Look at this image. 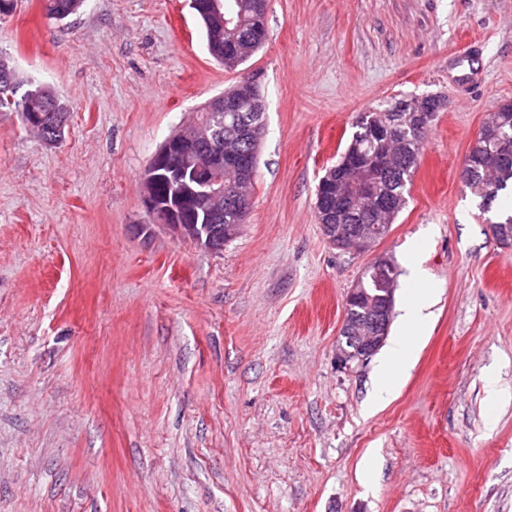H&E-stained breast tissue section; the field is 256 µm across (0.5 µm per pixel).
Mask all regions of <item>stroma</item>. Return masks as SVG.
Instances as JSON below:
<instances>
[{
	"label": "stroma",
	"instance_id": "obj_1",
	"mask_svg": "<svg viewBox=\"0 0 512 512\" xmlns=\"http://www.w3.org/2000/svg\"><path fill=\"white\" fill-rule=\"evenodd\" d=\"M237 69L191 0H44L0 15V55L70 112L44 143L0 112V512H512V246L461 170L512 101V0H267ZM265 131L223 251L147 211L143 173L241 78ZM437 94L406 207L374 253L323 235L315 193L359 113ZM439 294L396 397L340 368L348 290L373 254Z\"/></svg>",
	"mask_w": 512,
	"mask_h": 512
}]
</instances>
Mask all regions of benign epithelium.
I'll list each match as a JSON object with an SVG mask.
<instances>
[{"label":"benign epithelium","instance_id":"obj_1","mask_svg":"<svg viewBox=\"0 0 512 512\" xmlns=\"http://www.w3.org/2000/svg\"><path fill=\"white\" fill-rule=\"evenodd\" d=\"M239 111V99L235 90L224 92L223 101L216 111L206 114L204 120L197 122L177 138H171L157 151L143 178L144 202L147 210L156 221L169 227L176 237L186 239L196 246L213 252H220L224 245L238 233L239 224L247 214L246 204H241L234 196L224 197V181L221 170L213 159L224 155V167L235 173V186L253 181L255 176L256 147L262 135L265 111L258 90H253L250 112L241 114L238 133L247 139L251 149L237 152H224V148L214 141L215 130L224 125V113ZM413 123L411 129L416 134H425L431 127L433 113L429 112L426 98L413 102ZM371 159L359 157L350 163L351 173L345 180L336 182L327 177L320 180L318 192L324 207L321 209L320 226L323 234L335 246L343 247L337 240L341 234L348 240L359 243L357 252L371 250L378 242L382 232L369 233L357 224H336V199L355 191L368 197L375 195V182L368 176ZM191 170L197 184V190L186 198L182 195L161 197L157 194L158 175L169 180H178L186 170ZM229 202L237 211L238 223L222 225L219 217L224 214V202ZM199 208L210 213L214 223L195 224L192 216ZM394 301L393 289L385 293L369 295L365 289L352 286L346 296L344 319L339 331L337 360L339 365L347 366L351 362H366L385 342L391 319Z\"/></svg>","mask_w":512,"mask_h":512}]
</instances>
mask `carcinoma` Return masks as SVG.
<instances>
[{"instance_id": "1", "label": "carcinoma", "mask_w": 512, "mask_h": 512, "mask_svg": "<svg viewBox=\"0 0 512 512\" xmlns=\"http://www.w3.org/2000/svg\"><path fill=\"white\" fill-rule=\"evenodd\" d=\"M209 0H196L194 10L202 20L207 47L210 54L217 58L224 54L228 42L237 43V55L243 59L253 53L250 37L260 31L267 30L266 3L263 0H224V6L230 8L232 22L223 25L219 19L210 13ZM82 0H45V9L52 18L63 20L76 13L81 7ZM40 88V100L47 106L56 102L55 96L45 86L23 80L18 77L10 61L0 57V112H18L20 115L32 111L38 106L29 98L32 89ZM407 99H399L388 108L374 109L363 112L354 124L356 131L346 148L343 156L333 171L334 178L344 179L347 171L344 161L352 153L371 154L376 150V144L366 137V131L373 124L388 125L394 130L395 141L391 148L392 169L376 175L375 183L379 186L381 195L397 201L398 207L388 213H379L374 205L367 201L356 200L350 203L346 223L362 224L372 228L380 224H389L405 208L407 204L406 190L417 167L422 142L414 139L411 128L406 120ZM224 136L230 139L227 149H240L242 144L234 137L237 136L235 115L232 112L224 115ZM470 171L463 178V183L470 192L480 199L479 208L488 212L497 200L499 192L512 187V152L509 154H493L482 138H477L471 146L468 155ZM499 227L496 239L504 244H512V214L501 213L497 216Z\"/></svg>"}]
</instances>
